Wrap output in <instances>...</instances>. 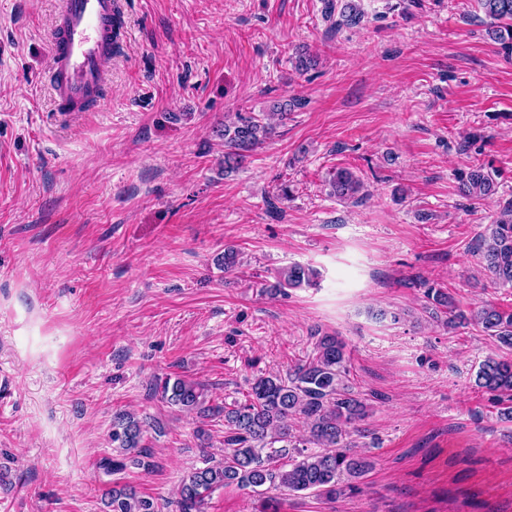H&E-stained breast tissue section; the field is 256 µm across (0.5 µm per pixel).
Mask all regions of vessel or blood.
<instances>
[{"label": "vessel or blood", "instance_id": "b4317fda", "mask_svg": "<svg viewBox=\"0 0 512 512\" xmlns=\"http://www.w3.org/2000/svg\"><path fill=\"white\" fill-rule=\"evenodd\" d=\"M119 0H62L49 36L52 89L61 111L97 103L114 49Z\"/></svg>", "mask_w": 512, "mask_h": 512}]
</instances>
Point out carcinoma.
<instances>
[{
    "instance_id": "carcinoma-1",
    "label": "carcinoma",
    "mask_w": 512,
    "mask_h": 512,
    "mask_svg": "<svg viewBox=\"0 0 512 512\" xmlns=\"http://www.w3.org/2000/svg\"><path fill=\"white\" fill-rule=\"evenodd\" d=\"M479 4L489 19V33L498 34L496 25L503 24L509 36L505 48H512V0H479ZM361 19L354 0H345L336 27H354ZM275 130L265 115L253 112H237L233 119L216 128V136L224 140V174L237 171ZM329 184L331 194L343 201L358 203L363 198L362 181L347 168L335 169ZM460 190L470 199H484L497 195L499 186L485 166L474 165L461 177ZM480 238L482 259L491 279L512 286V201L506 203ZM217 263L226 273L236 270L240 264L238 250L224 248ZM314 278L312 268L294 263L278 272L271 289L277 292L311 285ZM426 298L444 310L446 326L474 324L501 348L512 350V310L506 312L486 304L467 316L457 311L453 298L442 288L427 289ZM348 363L346 343L337 336L324 335L317 338L313 352L287 378L268 374L254 379L244 402L224 406V460L187 475L178 492V512H204L206 498L231 485L256 489L268 484L289 492L310 491L327 497L341 494L345 487L357 489V483L372 470L374 462L353 450L348 441L346 427L363 420L369 408L366 399L349 385ZM474 383L501 405L500 418L512 421V358L485 359ZM162 389L172 405L205 410L203 388L194 381L168 377ZM297 416L307 424L308 435L303 442L318 448L300 460L292 456L297 445L288 425ZM142 434V424L135 417H117L112 440L120 443L122 457L106 459L108 471L120 472L129 463L146 470L153 467L148 449L141 446ZM105 497L112 512H157L153 500L137 496L131 488H110Z\"/></svg>"
}]
</instances>
